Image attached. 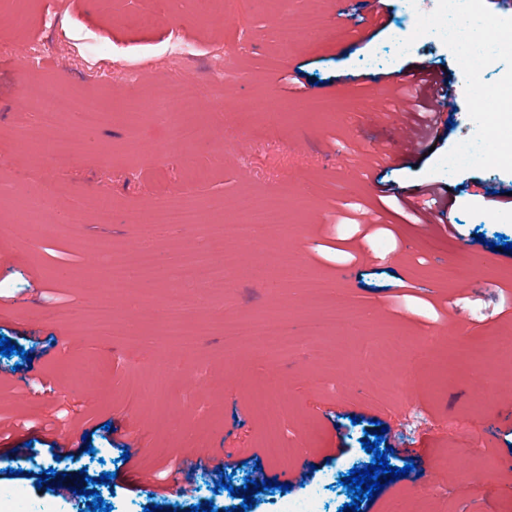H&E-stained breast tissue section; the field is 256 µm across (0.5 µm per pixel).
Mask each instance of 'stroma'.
Instances as JSON below:
<instances>
[{
  "mask_svg": "<svg viewBox=\"0 0 512 512\" xmlns=\"http://www.w3.org/2000/svg\"><path fill=\"white\" fill-rule=\"evenodd\" d=\"M436 2L419 0L412 11L401 0H384L383 29L339 41L336 26L354 24L359 14L338 12L336 0H281L276 12L262 0H218L208 24L199 15V0H32L27 35L17 41L15 4L0 0V181L16 188L0 197V250L12 257L10 268L0 267V335L17 337L32 367L24 374L19 355H0V415L8 417L11 431L7 446H0V512H13L16 497L31 512L83 508L31 481L7 477L11 468L113 473L111 486L99 490L111 512L154 505L159 512H186L195 498L212 500L223 512L233 501L226 489L216 488L206 463L216 453L224 457L232 486L257 472L272 481L258 494L254 512H273L282 496L274 487L282 463L267 452L274 439L302 448L312 466L309 480L291 489L290 497L314 491L320 512H338L351 500L343 485L349 470L371 462L362 443L377 425L386 430L382 447L397 450L393 466L410 473L385 485L369 512H390L398 501L412 504L436 473L441 481L429 512H512V360L495 357L481 404H473L470 388L485 339L497 335L512 346V308L493 299L497 289L512 290V251L494 243L499 234L512 242V209L485 194L489 188L512 192V173L433 172L442 155L469 137L460 67L434 39H417L401 57L391 51L393 33L413 32L417 12H431ZM312 9L324 17L319 35L302 39L293 56L269 70L283 15ZM241 42L246 50L232 64L253 78L228 83L219 126L208 73L223 64L226 48ZM416 66L448 77L457 110L431 153L407 156L374 95L392 75ZM123 68L137 72L139 84L117 78ZM56 91L77 105L97 93L111 108L108 120L86 132L71 114L47 120L37 97ZM162 94L174 103L184 97L198 102L196 111L175 117L197 132L185 146L174 145L170 127L151 115V103ZM374 145L384 146L392 160L366 175L338 167V159L359 157ZM61 153L74 156V163L57 167ZM195 164L209 170L195 202L211 228L237 221L239 201L252 194L298 203L291 234L272 224L270 239L293 251L308 273L333 280L344 304L359 300L376 339L395 334L407 341L403 367L416 380L417 423L407 422V402L391 390L401 366L382 363L356 372L359 335L312 338L307 325L315 304L304 292L268 288L242 274V267L262 265L266 244L250 251L228 243L221 261L232 273L231 288L206 289L207 306L191 299L184 306L191 322L287 312L298 348L274 363L220 333L205 337L190 360L171 356L154 341L166 316L163 282L132 280L118 302L89 288L98 274L91 249L113 242L139 248L137 218L158 197L179 195L185 169ZM46 180L58 190V210L27 213ZM428 184L445 188L453 233L423 237L420 225L395 209L385 216L389 230L360 244L357 225L346 217L351 203L394 205L396 194L408 199ZM104 199L112 205L106 224L98 220ZM69 209L81 210L83 223H60V211ZM481 237L490 247L477 288L434 282L436 268L472 261ZM102 305L113 311L111 331L89 322L77 334L76 315ZM459 309L471 323L431 349L419 348L421 338ZM132 321L141 340L126 333ZM321 353L344 370L320 369L316 384H307L302 374ZM89 365L100 368L92 405L83 393ZM273 370L287 377V389L273 390ZM459 427L473 440L460 451L452 445ZM56 441L76 447V455L54 457L50 445ZM177 466L184 469L182 481L167 488L159 503L134 480L137 467L162 478Z\"/></svg>",
  "mask_w": 512,
  "mask_h": 512,
  "instance_id": "obj_1",
  "label": "stroma"
}]
</instances>
